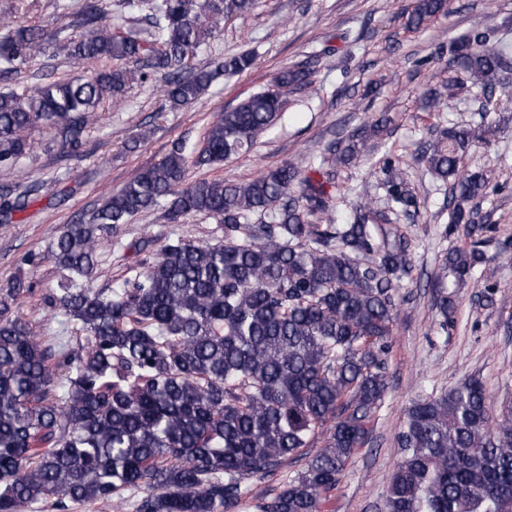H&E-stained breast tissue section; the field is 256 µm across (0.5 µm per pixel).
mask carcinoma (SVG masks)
I'll use <instances>...</instances> for the list:
<instances>
[{
  "label": "carcinoma",
  "instance_id": "cac0c4a2",
  "mask_svg": "<svg viewBox=\"0 0 512 512\" xmlns=\"http://www.w3.org/2000/svg\"><path fill=\"white\" fill-rule=\"evenodd\" d=\"M256 0H81L63 4L79 37L41 25L0 26V74L33 57L116 64L18 92L0 91V170L23 169L31 134L49 129L76 148L100 104L123 102L134 83L165 81L164 96L192 103L219 79L253 64L247 52L193 64L224 22ZM447 0H413L409 24L444 14ZM483 29L449 47L453 75L421 94L437 109L473 88L479 120L435 128L420 160L449 185V224L467 247L449 250L436 275L433 307L448 328L459 287L485 263L475 221L489 177L463 169L467 150L491 132L497 93L512 83V44ZM313 59L283 71L268 88L219 112L193 156L173 143L130 177L86 221L67 224L45 259L58 273L45 304L63 312L82 340L48 343L11 314L31 291L17 277L0 289V512L39 504L117 502L130 512H321L349 461L364 447L388 389L389 338L411 253L375 220L388 216L364 196L344 224L333 208L339 170L355 165L369 140L389 131L382 112L345 141L326 144L307 175L292 162L244 182L187 178L191 166L247 154L290 98L313 84ZM390 212L412 219L417 196L401 157H385ZM34 188L0 187V224L26 210ZM163 211L170 224L203 215L224 225L215 242L176 238L142 273L104 297L92 288L104 235L137 216ZM261 218L254 224L253 217ZM483 382L472 377L414 402L396 439L402 461L384 512H512V407L489 429ZM303 468L261 494L245 482L278 474L316 440Z\"/></svg>",
  "mask_w": 512,
  "mask_h": 512
}]
</instances>
